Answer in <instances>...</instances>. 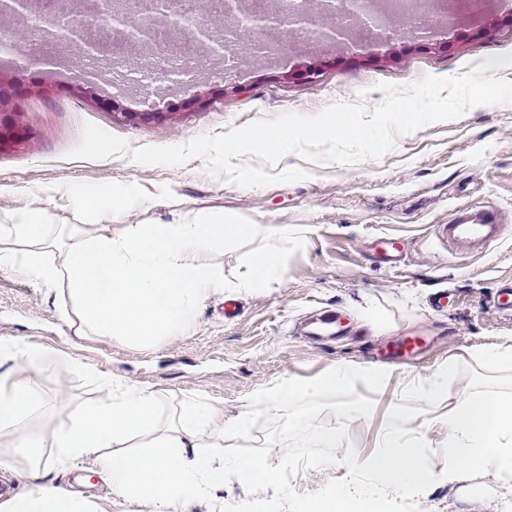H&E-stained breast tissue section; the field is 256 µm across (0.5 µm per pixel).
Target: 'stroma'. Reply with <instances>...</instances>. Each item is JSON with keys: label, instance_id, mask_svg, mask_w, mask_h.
<instances>
[{"label": "stroma", "instance_id": "obj_1", "mask_svg": "<svg viewBox=\"0 0 512 512\" xmlns=\"http://www.w3.org/2000/svg\"><path fill=\"white\" fill-rule=\"evenodd\" d=\"M504 2L452 0L447 25L423 38L409 37L405 20L390 15L384 38L374 47L376 62L366 60L359 42L343 49L292 39L282 51L287 66L257 57L228 73L218 59L194 89L168 83L133 88L111 102L104 100L100 82L78 79L77 59H69L61 80L49 78L44 64L18 71L22 82L36 83L40 92L24 114L30 138L0 150V219L27 207L45 211L59 226L80 224L84 217L70 203L68 189L112 182L154 201L152 209L130 213L131 224H170L199 214L308 230L305 239L282 252V283L253 293H214L189 330L152 348L107 336H74L58 312L68 299L65 286L49 289L21 273L0 271V341L22 338L47 352L37 381L48 414L63 420L70 407L97 399L87 375L92 369L157 392L168 425H176L188 400L231 418L265 390L303 384L334 365L375 366L373 349L401 337L431 339L430 354L416 366L386 365L387 386L360 383L317 403L295 399L281 411L254 413L247 435L225 437L224 462L233 464L261 442L279 482L258 489L228 482L217 497L188 507V512H301L346 482L345 456L372 452L395 410L414 409V401L399 397V390L443 363L457 368L449 396L466 390L512 395V367L491 371L478 357L485 347L512 345V317L489 302L501 282L512 280V103L475 107L426 125L399 136L382 157L351 166L288 155L281 167L302 166L308 178L260 188L211 178L199 159L158 166L125 156L97 161L69 156L86 122L137 148L183 145L204 133L225 134L287 112L313 115L334 102L374 108L383 100L379 84L453 77L484 58L512 53V9ZM312 62L322 73L310 80L303 70ZM194 92L207 93L206 107H187ZM138 112L156 118L135 120ZM483 205L499 211L504 238L476 256L452 253L442 224L458 211ZM384 233L406 240L405 258L393 270L380 266L369 249ZM444 291L450 303L436 308L433 299ZM228 301L237 305L235 316L224 313ZM369 304L377 309L376 319L362 312ZM330 310L348 314V335L334 340L303 335L308 318ZM73 357L85 371L70 365ZM331 428L339 438L327 448L322 434ZM416 431L428 444L432 477L410 491L383 492L385 512H512V490L489 473L443 479L442 431L421 425ZM51 478L97 499L105 512H139L138 505L113 498L93 460H78Z\"/></svg>", "mask_w": 512, "mask_h": 512}]
</instances>
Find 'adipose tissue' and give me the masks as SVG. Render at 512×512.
I'll return each mask as SVG.
<instances>
[{
	"label": "adipose tissue",
	"mask_w": 512,
	"mask_h": 512,
	"mask_svg": "<svg viewBox=\"0 0 512 512\" xmlns=\"http://www.w3.org/2000/svg\"><path fill=\"white\" fill-rule=\"evenodd\" d=\"M71 199L88 213L89 231L71 226L62 257L49 259L55 236L48 215L21 208L11 223L0 225V271L25 274L48 288L66 284L71 302L60 316L76 335L108 336L143 347L188 330L215 292L250 293L282 281L278 247L301 234L288 224H227L220 218L130 224L129 213L150 209L153 201L117 184L91 191L77 187ZM262 234L274 240V247L254 253L235 278H225L211 263L225 244ZM40 356L25 340L0 342V437L10 440L9 454L0 463L21 464L33 479L27 492L0 497V512H102L97 502L49 479L83 458L93 459L107 476L113 496L148 505L151 512H182L186 501L223 489L231 476L252 486L273 483L264 454L224 464L225 436L249 431L246 411L226 421L214 407L188 401L175 429L165 433L156 392L103 376L94 404L72 409L64 422L48 419L35 379ZM455 377L451 365L421 380L414 390L417 415L396 412L373 454L347 459L349 473L369 475L372 488L356 491L344 483L305 512H374L378 487L403 492L424 483L425 444L411 427L417 416L444 431L440 446L449 480L481 468L511 488L512 398L464 391L447 412L436 414ZM385 379V371L377 368L338 365L304 384L264 391L255 405L278 410L296 397L316 401L360 383L378 387ZM141 437L146 440L142 446L137 443Z\"/></svg>",
	"instance_id": "ef3b65f1"
}]
</instances>
